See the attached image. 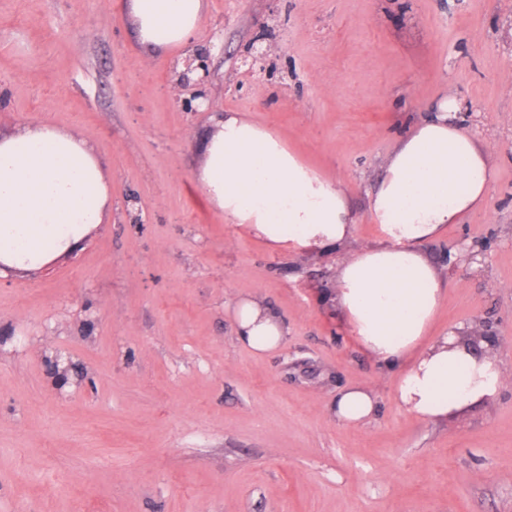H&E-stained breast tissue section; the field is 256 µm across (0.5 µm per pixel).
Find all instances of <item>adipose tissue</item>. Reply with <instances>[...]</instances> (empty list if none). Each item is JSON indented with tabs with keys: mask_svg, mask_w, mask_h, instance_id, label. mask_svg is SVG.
Masks as SVG:
<instances>
[{
	"mask_svg": "<svg viewBox=\"0 0 512 512\" xmlns=\"http://www.w3.org/2000/svg\"><path fill=\"white\" fill-rule=\"evenodd\" d=\"M142 43L183 44L203 17L202 0H129ZM455 98L400 138L370 198L383 238L350 252L337 268L336 306L361 348L396 368V398L429 420L495 398L507 374L494 353L475 349L457 330L426 339L442 296L441 272L423 241L482 205L493 169L478 141L460 127ZM194 179L231 224L271 246L292 238L317 249L344 246L353 218L341 181L330 180L289 150L276 132L236 112L213 119ZM105 173L85 141L48 125L0 135V263L36 266L77 244L110 208ZM238 342L264 354L288 325L252 296L234 303ZM372 390L350 387L331 413L346 424L372 418Z\"/></svg>",
	"mask_w": 512,
	"mask_h": 512,
	"instance_id": "ef3b65f1",
	"label": "adipose tissue"
}]
</instances>
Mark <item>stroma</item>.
<instances>
[{"mask_svg": "<svg viewBox=\"0 0 512 512\" xmlns=\"http://www.w3.org/2000/svg\"><path fill=\"white\" fill-rule=\"evenodd\" d=\"M126 3L0 0V134L86 141L112 198L50 264L0 273V512H512V378L447 418L409 413L336 309L341 251L270 248L193 178L213 116L243 113L342 180L346 248L373 246L384 161L454 96L495 175L421 245L442 273L430 333L487 326L512 375V0H203L169 48ZM256 41L272 51L250 72ZM196 50L212 81L195 110L173 66ZM476 242L482 261L448 265ZM251 295L288 324L275 352L236 339ZM58 351L82 384L49 374ZM353 386L378 396L357 426L330 414Z\"/></svg>", "mask_w": 512, "mask_h": 512, "instance_id": "35a3bbf8", "label": "stroma"}]
</instances>
